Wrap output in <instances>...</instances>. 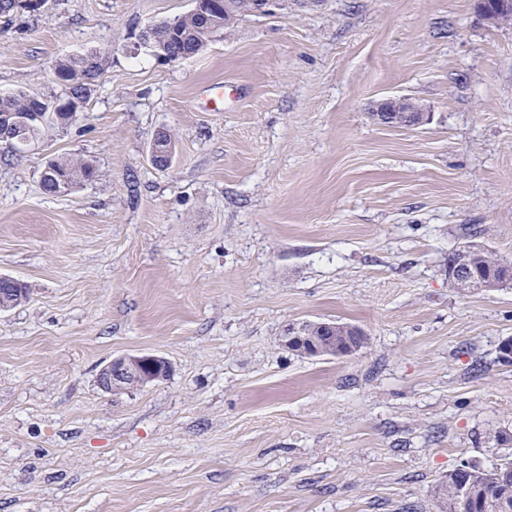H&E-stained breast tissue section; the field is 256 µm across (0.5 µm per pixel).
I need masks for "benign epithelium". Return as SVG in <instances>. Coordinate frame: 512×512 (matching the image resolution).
Returning a JSON list of instances; mask_svg holds the SVG:
<instances>
[{
    "label": "benign epithelium",
    "mask_w": 512,
    "mask_h": 512,
    "mask_svg": "<svg viewBox=\"0 0 512 512\" xmlns=\"http://www.w3.org/2000/svg\"><path fill=\"white\" fill-rule=\"evenodd\" d=\"M478 10L485 20L494 23L498 20L501 0H478ZM425 115L426 108L408 97L381 99L375 103L371 112L376 122L388 126H418L423 123ZM448 280L462 287L494 288V284L471 271L469 257L465 253L458 257L456 264L448 271ZM285 346L310 357L320 355L312 343L297 333L286 337ZM171 372L172 364L163 356L125 354L112 358L101 370L98 384L106 392L128 386L143 387L165 379Z\"/></svg>",
    "instance_id": "1"
}]
</instances>
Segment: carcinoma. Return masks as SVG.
<instances>
[{"label":"carcinoma","instance_id":"carcinoma-1","mask_svg":"<svg viewBox=\"0 0 512 512\" xmlns=\"http://www.w3.org/2000/svg\"><path fill=\"white\" fill-rule=\"evenodd\" d=\"M251 9V0H226L210 10V17L188 12L173 18L172 33H167L168 21L151 23L158 40L150 44L147 52L158 59L164 55L184 60L198 54L209 38L224 30L236 17ZM33 13L30 0H0V17H12ZM105 56L98 50L86 51L52 64V82L58 92L49 96L31 95L24 91L0 94V127L6 128L8 121L38 114L41 119L32 121L22 129L19 136L30 143L44 139L56 130L64 117L59 104L77 102L85 105L96 91L104 72ZM96 174V165L90 159L68 156L50 159L49 169L42 176V187L49 194H67L89 182ZM473 265L485 278L495 275L496 260L491 253L472 242ZM301 333L314 340L321 348L339 347L353 342L361 348L366 337L351 339L353 332L344 327L336 329V339L319 334L313 323L304 324ZM437 512H512V458L487 470L475 461L463 460L433 488Z\"/></svg>","mask_w":512,"mask_h":512}]
</instances>
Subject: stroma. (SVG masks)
Instances as JSON below:
<instances>
[{
  "instance_id": "stroma-1",
  "label": "stroma",
  "mask_w": 512,
  "mask_h": 512,
  "mask_svg": "<svg viewBox=\"0 0 512 512\" xmlns=\"http://www.w3.org/2000/svg\"><path fill=\"white\" fill-rule=\"evenodd\" d=\"M192 0H47L0 19V93L106 53L64 132L0 145V512H435L512 434V288H460L465 228L512 262V23L476 0H289L160 64L136 36ZM415 127L371 117L384 98ZM176 145L169 168L150 150ZM93 159L65 195L45 159ZM366 336L310 359L302 322ZM164 381L97 383L122 354ZM426 108L408 97L386 98L375 103L371 116L381 124L388 126H418L423 123ZM172 372V364L154 354H125L112 358L101 370L98 384L106 392L123 387H143L164 380Z\"/></svg>"
}]
</instances>
